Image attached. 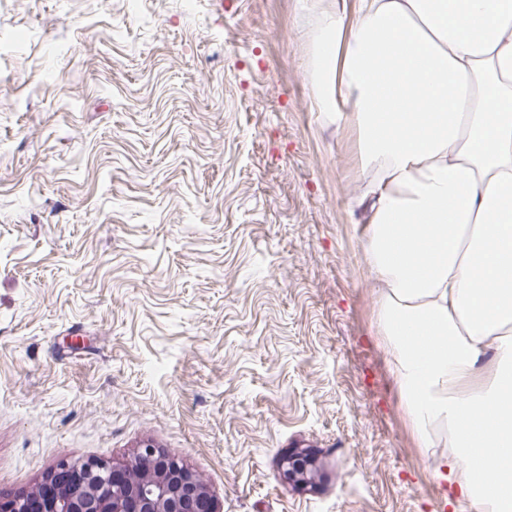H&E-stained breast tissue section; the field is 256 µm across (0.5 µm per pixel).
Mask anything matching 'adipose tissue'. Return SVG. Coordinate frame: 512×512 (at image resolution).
<instances>
[{
    "mask_svg": "<svg viewBox=\"0 0 512 512\" xmlns=\"http://www.w3.org/2000/svg\"><path fill=\"white\" fill-rule=\"evenodd\" d=\"M325 123L358 133L374 324L417 443L512 512V0H309Z\"/></svg>",
    "mask_w": 512,
    "mask_h": 512,
    "instance_id": "adipose-tissue-1",
    "label": "adipose tissue"
}]
</instances>
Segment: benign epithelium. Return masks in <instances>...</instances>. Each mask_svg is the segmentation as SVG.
<instances>
[{
	"mask_svg": "<svg viewBox=\"0 0 512 512\" xmlns=\"http://www.w3.org/2000/svg\"><path fill=\"white\" fill-rule=\"evenodd\" d=\"M147 457L158 462L138 472L145 487L139 493L122 478L106 480L112 466L105 462H62L50 484L28 495L0 496V512H195L200 506L216 512L204 479L151 444L127 470H136L135 463Z\"/></svg>",
	"mask_w": 512,
	"mask_h": 512,
	"instance_id": "obj_1",
	"label": "benign epithelium"
}]
</instances>
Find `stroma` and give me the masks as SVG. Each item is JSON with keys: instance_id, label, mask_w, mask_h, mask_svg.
<instances>
[{"instance_id": "stroma-1", "label": "stroma", "mask_w": 512, "mask_h": 512, "mask_svg": "<svg viewBox=\"0 0 512 512\" xmlns=\"http://www.w3.org/2000/svg\"><path fill=\"white\" fill-rule=\"evenodd\" d=\"M308 26L305 0H0V493L150 443L217 512H473L372 324Z\"/></svg>"}]
</instances>
